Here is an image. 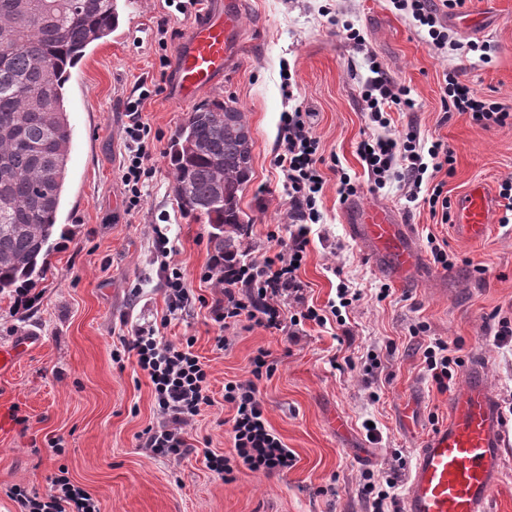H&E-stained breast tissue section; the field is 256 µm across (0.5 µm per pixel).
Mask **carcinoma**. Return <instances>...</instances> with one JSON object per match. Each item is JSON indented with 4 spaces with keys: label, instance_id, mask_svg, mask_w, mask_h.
I'll return each mask as SVG.
<instances>
[{
    "label": "carcinoma",
    "instance_id": "cac0c4a2",
    "mask_svg": "<svg viewBox=\"0 0 512 512\" xmlns=\"http://www.w3.org/2000/svg\"><path fill=\"white\" fill-rule=\"evenodd\" d=\"M119 21L117 0H0V294L46 276L66 188L69 69ZM237 107L220 99L190 112L171 142L181 210L211 226L215 261L239 259L248 221L240 199L252 176V139Z\"/></svg>",
    "mask_w": 512,
    "mask_h": 512
}]
</instances>
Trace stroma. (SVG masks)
I'll use <instances>...</instances> for the list:
<instances>
[{
	"label": "stroma",
	"instance_id": "obj_1",
	"mask_svg": "<svg viewBox=\"0 0 512 512\" xmlns=\"http://www.w3.org/2000/svg\"><path fill=\"white\" fill-rule=\"evenodd\" d=\"M237 2L239 55L208 96L243 112L253 140L252 180L240 200L251 228L241 249L247 259L261 258L268 230L288 222L274 156L281 113L301 107L313 115L325 158L359 182L357 195L340 201L336 175L325 170L321 219L298 272L305 303L321 309L335 300L338 284L360 292L347 313L352 340L337 342L341 328L331 318L322 327L287 321L273 332L241 324L223 332L225 349L215 348L221 332L208 304L218 287L199 276L211 262L210 227L180 210L168 157L186 116L168 88L195 11L180 10L175 0H117L118 31L87 50L68 82L72 145L58 221L71 234L50 255L30 310L15 311L13 297L0 295V343L38 339L13 372L0 375V512L17 510L6 489L45 491L61 468L98 500L100 512H369L366 472L395 467L396 494L405 496L415 448L448 420V394L424 371L422 344H461L464 365L453 385L476 362L497 400L512 396V342L494 341L499 318L512 314V223L500 224L497 205L481 240L458 239L428 208L410 206L402 184L371 190L357 154L359 142L377 133L361 99L372 54L418 104L392 113L389 135L413 127L448 144L455 157L449 200L473 181L498 194L512 178V120L485 128L468 113L445 112L441 86L444 72L457 70L477 94L512 113V0H467L443 18L458 44L485 47L486 63L473 51L462 58L434 49L391 0ZM345 20L361 30L364 47L346 39ZM143 81L154 87L141 105L154 137L153 176L142 206L131 211L122 181L123 104ZM366 205L413 225L418 261L406 275L373 265L366 243L351 234L354 212ZM159 223L174 245L164 261L153 246ZM430 234L447 241L450 269L433 263ZM168 265L185 272L192 297L173 314L164 295ZM419 324L427 330L417 335ZM153 325L172 341L193 338L209 366L214 404L186 427L190 451L178 459L142 447L141 434L159 419L151 385L134 363L121 370L112 362L122 336ZM261 350L274 365L258 383L266 418L296 463L268 477L235 461L225 480L205 460L209 452L234 454L224 384L248 378ZM338 417L346 434L332 424ZM369 422L378 440H369ZM54 440L61 451L51 448Z\"/></svg>",
	"mask_w": 512,
	"mask_h": 512
}]
</instances>
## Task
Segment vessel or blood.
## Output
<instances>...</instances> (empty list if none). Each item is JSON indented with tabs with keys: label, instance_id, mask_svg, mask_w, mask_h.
I'll list each match as a JSON object with an SVG mask.
<instances>
[{
	"label": "vessel or blood",
	"instance_id": "obj_1",
	"mask_svg": "<svg viewBox=\"0 0 512 512\" xmlns=\"http://www.w3.org/2000/svg\"><path fill=\"white\" fill-rule=\"evenodd\" d=\"M237 23L233 11L209 0L185 32L172 79L173 101L185 104L223 81L232 60ZM491 200L485 186L469 183L454 210V228L468 240L488 229ZM354 233L368 246L371 262L386 259L398 270L416 262L409 225L384 210H367ZM29 350L28 341L0 345V373ZM449 417L416 448L402 512H489L503 458L504 419L480 365L469 368L463 386L448 397Z\"/></svg>",
	"mask_w": 512,
	"mask_h": 512
}]
</instances>
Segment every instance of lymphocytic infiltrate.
<instances>
[{"instance_id": "obj_1", "label": "lymphocytic infiltrate", "mask_w": 512, "mask_h": 512, "mask_svg": "<svg viewBox=\"0 0 512 512\" xmlns=\"http://www.w3.org/2000/svg\"><path fill=\"white\" fill-rule=\"evenodd\" d=\"M392 2L426 32L435 49L442 50L447 48L450 35L441 15L462 6L464 0ZM441 90L446 109L468 113L482 127L501 126L512 118V113L497 102L481 97L461 82L457 70L445 73ZM149 95L148 89H141L138 99L128 101L125 107L128 123L122 180L132 210L142 205V188L153 159L151 128L143 121L140 110L142 100ZM361 97L370 124L381 130L380 135L367 137L358 145V155L373 188L382 189L395 179L403 181L408 202L427 205L442 221H449L451 204L446 183L438 178L439 173L451 171L455 162L447 144L438 138L421 139L413 129L399 140L383 134L391 124L392 112L416 110L417 102L410 89L395 85L378 67L367 78ZM280 122V144L274 163L283 174L294 230L286 237L279 230L269 231L270 246L260 260L244 265L231 260L218 268L222 289L220 299L212 306V320L221 330L214 338L219 349L227 343L225 329L245 321L267 330L281 329L288 318L281 305L282 297L291 296L301 302L298 265L306 256L310 227L320 221L317 202L325 185L321 171L325 158L313 134L309 113L297 108L282 113ZM327 316L301 302L299 310L288 319L322 326ZM193 346V339L171 342L161 336L159 329L151 327L136 329L132 337L121 338L119 347L112 351L116 363L135 361L153 388L160 419L141 435L143 447L153 455L177 458L187 454L184 428L213 404L209 366L195 354ZM267 357V352H258L252 360L249 379L224 385V402L234 411L230 425L235 455L207 456L209 469L218 475H230L235 459L266 475L287 473L295 465L294 454L270 427L258 394V381L273 371ZM423 363L427 374L443 391L463 360L448 342L437 339L425 346ZM6 495L17 504L19 512H100L98 500L62 473L51 476L46 493L16 484L7 489Z\"/></svg>"}]
</instances>
